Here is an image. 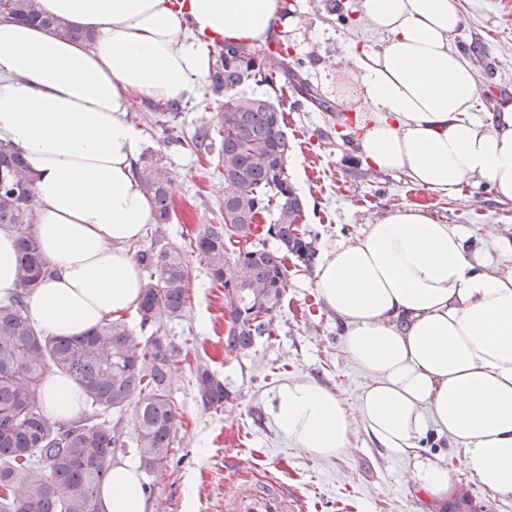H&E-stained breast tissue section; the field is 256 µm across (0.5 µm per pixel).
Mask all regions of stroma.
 Segmentation results:
<instances>
[{
    "mask_svg": "<svg viewBox=\"0 0 512 512\" xmlns=\"http://www.w3.org/2000/svg\"><path fill=\"white\" fill-rule=\"evenodd\" d=\"M291 2L284 26L290 56L304 60V75L325 102L321 108L300 106L292 87L283 88L286 169L304 204L301 233L322 253L360 238L386 211L417 204L440 222L467 227L469 250L498 240L490 264H511L512 203L497 200L489 185L466 182L445 198L405 176L374 172L356 154L352 138L361 115L336 89L337 77L354 69L343 43L364 36L353 0ZM461 5L465 24L455 42L475 55L477 109L501 111L512 104V0ZM220 108V100L206 93L174 109L139 96L130 114L143 132L142 148L159 152L172 174L174 212L167 236L181 247L220 219L224 180L217 156L194 144L197 127ZM187 260L186 312L161 328L187 356L170 378L182 425L166 468L145 479L151 487L148 512H227L230 497L246 485L281 488L296 512H431L408 488L405 458L379 447L365 431L356 433L350 454L316 461L274 425L271 408L286 381L316 379L351 410L366 383L343 349L341 321L319 297L314 267L289 258L287 288L270 335L236 357L224 351L223 288L211 282L195 254ZM200 358L231 393L223 411L206 408L196 393L193 368ZM426 447L447 458L457 486L440 512H512V499L493 497L462 467L447 436H429Z\"/></svg>",
    "mask_w": 512,
    "mask_h": 512,
    "instance_id": "obj_1",
    "label": "stroma"
}]
</instances>
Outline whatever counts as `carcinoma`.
I'll return each mask as SVG.
<instances>
[{"instance_id":"carcinoma-1","label":"carcinoma","mask_w":512,"mask_h":512,"mask_svg":"<svg viewBox=\"0 0 512 512\" xmlns=\"http://www.w3.org/2000/svg\"><path fill=\"white\" fill-rule=\"evenodd\" d=\"M0 18L43 26L73 41L91 35L58 17H45L36 0H0ZM288 40L276 48L253 49L226 43L215 52L209 75L212 95L224 99L217 122H204L196 139L224 170L221 222L209 224L191 243L211 280L224 288L228 320L224 350L241 356L270 333L288 277V255L309 266L312 240L299 232L303 202L286 171L288 140L284 117L271 99L251 86L271 89L283 79L300 81L304 61L288 66ZM137 175L150 199L152 245L135 252L144 272L136 314L140 329L160 328L183 317L189 270L180 247L166 241L172 176L151 150L139 158ZM35 178L16 149L0 139V230L19 245V288L0 301V512H99L101 484L117 452L126 447L120 421L108 414L131 412L137 427L138 470L149 475L167 465L178 426V408L169 386L182 350L165 336L140 340L121 318L107 319L83 336H51L30 319L28 297L51 275L36 223ZM273 216L266 233L275 242H254L257 219ZM246 241V250L228 251L226 242ZM74 380L84 397L85 415L63 424L44 409L41 389L49 369ZM204 406L224 409L230 392L209 365L194 368ZM42 474H29L34 468Z\"/></svg>"}]
</instances>
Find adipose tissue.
Wrapping results in <instances>:
<instances>
[{
	"mask_svg": "<svg viewBox=\"0 0 512 512\" xmlns=\"http://www.w3.org/2000/svg\"><path fill=\"white\" fill-rule=\"evenodd\" d=\"M39 9L95 33L91 46L50 30L0 22V138L25 157L39 201L35 232L52 274L29 297L36 326L80 336L105 315L134 310L141 270L127 245L151 221L136 176L142 133L134 95L183 102L198 95L218 43H264L280 0H38ZM380 46H349L343 96L368 114L357 138L364 163L448 197L487 183L512 202V105L478 114L475 68L454 44L460 0H355ZM468 229L420 207L387 211L360 239L316 268L321 300L343 323V347L365 376L358 411L311 378L276 394L277 430L311 459L346 455L357 429L407 460L412 493L438 502L448 462L419 451L446 435L466 471L512 499V268L484 272ZM46 412L83 409L70 378L48 375ZM101 512H147L143 480L114 464Z\"/></svg>",
	"mask_w": 512,
	"mask_h": 512,
	"instance_id": "adipose-tissue-1",
	"label": "adipose tissue"
}]
</instances>
